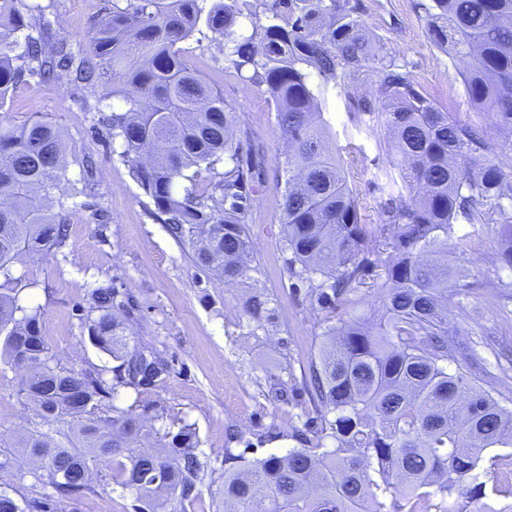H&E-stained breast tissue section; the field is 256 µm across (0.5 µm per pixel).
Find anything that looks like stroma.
<instances>
[{
    "label": "stroma",
    "mask_w": 512,
    "mask_h": 512,
    "mask_svg": "<svg viewBox=\"0 0 512 512\" xmlns=\"http://www.w3.org/2000/svg\"><path fill=\"white\" fill-rule=\"evenodd\" d=\"M57 38L82 44L94 21L106 16L112 0H39ZM418 0H360V20L378 55L394 58L407 76L446 112L472 118L458 60L432 42ZM190 67L224 93L236 112L234 138L241 152L262 163L263 183L248 224L253 242L246 278L224 283L199 271L189 250L172 236L130 168L112 147L101 113L76 104L63 81L20 83L0 109V125L19 127L40 117L65 135L68 175L78 181L103 218L71 206L64 214L69 239L62 251L26 258L15 267L25 288L21 304L38 307L42 328L63 365L113 369L115 362L93 346L80 318L87 296L112 283L135 300L119 312L139 345L156 347L171 365L162 387L141 393L120 390L117 406L164 401L171 418L194 425L201 449L220 467L230 433L258 440V455L287 453L302 421L296 411L267 400L284 388L289 398L307 394L302 377L318 354L320 316L309 299L294 295L283 266L282 196L277 187L283 138L273 105L263 89L236 74L215 43L186 44ZM378 75L368 70L347 95L338 81L322 82L324 119L342 154L365 223L377 220L383 193L377 177L387 165L384 129L369 130L353 116L357 98L374 97ZM506 237L499 224H479L470 235L454 237L453 256L469 289L460 305L448 308L450 370L475 379L512 410V271L496 259ZM260 289L276 308L274 324L249 334L242 325V297ZM22 373L0 363V442L34 426V413L19 393ZM63 512H136L131 492L112 482L105 463L93 469L92 490L62 502Z\"/></svg>",
    "instance_id": "1"
}]
</instances>
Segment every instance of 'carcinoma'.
<instances>
[{"label":"carcinoma","mask_w":512,"mask_h":512,"mask_svg":"<svg viewBox=\"0 0 512 512\" xmlns=\"http://www.w3.org/2000/svg\"><path fill=\"white\" fill-rule=\"evenodd\" d=\"M433 43L463 64L469 104L512 132V0H421ZM224 44L236 72L264 88L287 151L281 166L284 266L296 292L324 313L309 366L318 404L301 407L286 454L246 457L251 442L224 449V512H418L434 497L477 502L490 448L512 447V410L464 373L448 372V302L462 287L448 250L457 224L512 229V171L488 157L473 125L441 111L392 59L376 58L351 0H112L77 50L56 39L42 7L0 0V109L21 82L67 80L77 102L105 92L109 136L171 232L188 240L198 266L226 283L243 280L256 186L233 142L236 113L183 60L182 44ZM376 62L377 95L357 102L359 122L389 133L388 193L379 223L365 224L341 149L329 143L312 76L350 88ZM118 105L109 103V100ZM224 165V172L218 166ZM63 132L35 119L0 128V337L22 368L19 392L41 421L0 460L56 497L38 512L91 491V465L112 463V482L135 494L138 512H186L212 477L196 429L167 420L159 401L113 404L118 387L139 393L170 374L157 351L129 347L112 311L129 295L90 291L89 340L120 361L106 369L60 363L39 313L18 303L14 267L66 245L63 212L80 194L68 177ZM214 175L200 191L202 173ZM382 298L379 322L341 312L366 277ZM263 292L242 301L246 325L263 329L275 309ZM313 437H308V434ZM332 447H327L326 442Z\"/></svg>","instance_id":"cac0c4a2"}]
</instances>
